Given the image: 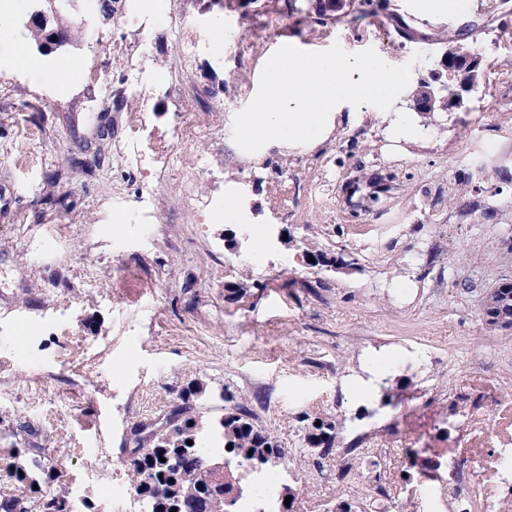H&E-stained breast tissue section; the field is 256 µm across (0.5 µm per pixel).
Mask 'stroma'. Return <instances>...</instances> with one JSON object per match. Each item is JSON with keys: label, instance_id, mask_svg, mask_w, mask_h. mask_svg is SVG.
<instances>
[{"label": "stroma", "instance_id": "1", "mask_svg": "<svg viewBox=\"0 0 512 512\" xmlns=\"http://www.w3.org/2000/svg\"><path fill=\"white\" fill-rule=\"evenodd\" d=\"M318 0H138L112 14L60 6L74 30L36 65L0 75V460L41 456L44 484L82 480L93 449L123 468L130 427L206 389L197 413L219 419L243 398L290 455L280 485H300L296 512H333L349 498L340 451L359 445L362 482L381 479L408 512H452L451 501L403 481L413 448H512V333L481 316L485 295L512 280V18L501 0H419L350 23H316ZM226 36H210L214 21ZM477 27L480 77L458 107L413 105L458 32ZM193 27V42L176 32ZM374 49L410 65L391 111L344 105L313 146L243 151L234 118L255 97L282 45ZM75 59L77 73L61 63ZM505 78L489 89L486 74ZM414 134L395 132L393 113ZM195 140L172 143L178 119ZM161 155L126 151L138 123ZM208 209L185 207L184 171ZM393 174L378 204L377 175ZM158 191L133 227L143 183ZM262 227L258 263L242 224ZM127 244L115 249V237ZM350 261L309 265L306 251ZM390 405H382L384 396ZM335 423L327 457L308 447L313 418ZM378 448L390 449L382 466Z\"/></svg>", "mask_w": 512, "mask_h": 512}]
</instances>
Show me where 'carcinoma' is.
Here are the masks:
<instances>
[{
  "label": "carcinoma",
  "instance_id": "obj_1",
  "mask_svg": "<svg viewBox=\"0 0 512 512\" xmlns=\"http://www.w3.org/2000/svg\"><path fill=\"white\" fill-rule=\"evenodd\" d=\"M499 306L483 308L482 316L488 325L508 329L498 317L512 319V284L497 291ZM196 395L188 388L182 395L184 404L173 411L163 428L149 431L143 436L146 425L138 422L131 426L135 457L128 459L131 480L139 484L145 500V512H243L241 501L251 500L250 512H293L285 505V495L280 494L272 506H267L260 495L258 482L280 467L287 455L277 436L256 425L245 407L231 394L224 400L232 403L225 408L224 418L217 424L205 427L196 415L189 399ZM211 438L220 440L224 460L231 466L233 481L224 482L215 476V459L207 450ZM335 425L320 422L312 426L307 442L312 448L321 449L320 457L329 454L334 444ZM193 444H187V441ZM448 449L434 448L432 456L423 459L420 474L429 485L442 481L440 470ZM165 461H160V458ZM13 479L12 489L0 492V512H82L64 489L44 491L34 488L38 483L35 471L43 470L13 463L7 467ZM372 488L363 484L352 486L351 500L336 504L335 512H353L356 505L372 498Z\"/></svg>",
  "mask_w": 512,
  "mask_h": 512
}]
</instances>
